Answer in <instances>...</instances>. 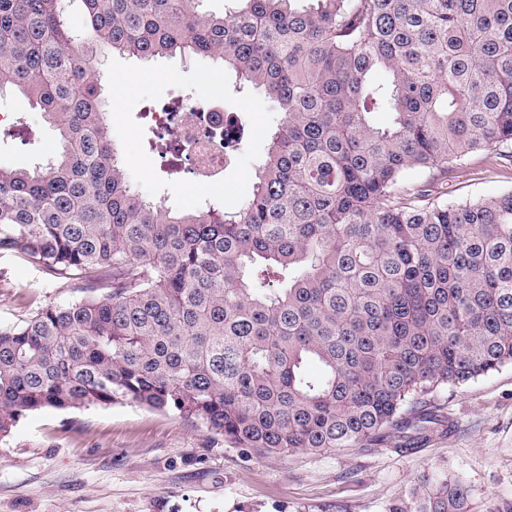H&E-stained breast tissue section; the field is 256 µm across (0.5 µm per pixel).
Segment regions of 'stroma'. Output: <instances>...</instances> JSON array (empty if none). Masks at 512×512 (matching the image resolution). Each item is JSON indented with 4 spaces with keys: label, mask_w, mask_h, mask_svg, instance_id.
I'll use <instances>...</instances> for the list:
<instances>
[{
    "label": "stroma",
    "mask_w": 512,
    "mask_h": 512,
    "mask_svg": "<svg viewBox=\"0 0 512 512\" xmlns=\"http://www.w3.org/2000/svg\"><path fill=\"white\" fill-rule=\"evenodd\" d=\"M198 62L178 56L142 62L114 54L104 66L105 99L121 97L112 142L144 196L184 211L207 203L233 210L250 196L278 122L259 91L235 92L225 75V111L249 136L231 153L220 186L204 188L160 157L149 118L188 96ZM17 116L0 132V167L32 165L58 144L42 113L0 96V113ZM447 201L512 189V162L481 155L455 178L434 183ZM22 260L0 254V326L37 306L76 300ZM439 421L423 430L391 429L372 444L320 454L259 456L206 427L129 403L45 410L0 439V512H389L407 504L423 478L466 480L470 512L512 505V364L430 401Z\"/></svg>",
    "instance_id": "35a3bbf8"
}]
</instances>
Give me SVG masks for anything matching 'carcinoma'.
Wrapping results in <instances>:
<instances>
[{
  "instance_id": "cac0c4a2",
  "label": "carcinoma",
  "mask_w": 512,
  "mask_h": 512,
  "mask_svg": "<svg viewBox=\"0 0 512 512\" xmlns=\"http://www.w3.org/2000/svg\"><path fill=\"white\" fill-rule=\"evenodd\" d=\"M200 2L0 0V93L59 140L0 168V254L82 293L0 327V438L116 402L263 456L423 428L434 393L512 364V190L430 189L473 154L512 159V0ZM113 53L221 61L281 113L236 210L138 193L104 110ZM469 495L429 477L393 512Z\"/></svg>"
}]
</instances>
